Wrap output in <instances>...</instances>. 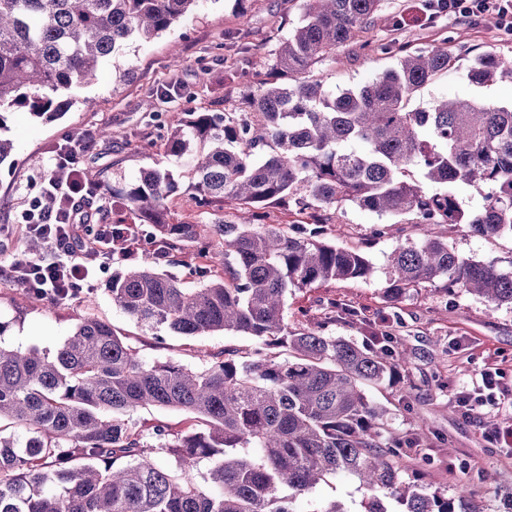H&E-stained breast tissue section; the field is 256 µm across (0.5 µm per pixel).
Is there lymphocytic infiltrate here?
<instances>
[{
  "label": "lymphocytic infiltrate",
  "instance_id": "lymphocytic-infiltrate-1",
  "mask_svg": "<svg viewBox=\"0 0 512 512\" xmlns=\"http://www.w3.org/2000/svg\"><path fill=\"white\" fill-rule=\"evenodd\" d=\"M430 18L448 16L477 21L495 15L502 29L512 33V0H424ZM92 141H68L59 145L55 167H70L72 177L65 182L48 180L39 197L32 199L17 217L25 234L40 238L48 247L46 256L31 259L15 257L0 267V281L41 294L56 301L78 295L90 285L96 272L113 262L129 260L137 250L138 235L132 225H125L121 240H114L112 227L99 225L93 237L83 238L79 225L89 223L90 216L81 204L90 193V182L78 168L76 156L89 151ZM506 370L497 358H489L471 387L452 391L465 419L484 415L488 406L499 405L503 420L485 429V438L499 447H512V400L498 397L497 389Z\"/></svg>",
  "mask_w": 512,
  "mask_h": 512
}]
</instances>
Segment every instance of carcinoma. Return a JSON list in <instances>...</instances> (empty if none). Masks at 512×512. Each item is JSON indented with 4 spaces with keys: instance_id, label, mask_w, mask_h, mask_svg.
<instances>
[{
    "instance_id": "cac0c4a2",
    "label": "carcinoma",
    "mask_w": 512,
    "mask_h": 512,
    "mask_svg": "<svg viewBox=\"0 0 512 512\" xmlns=\"http://www.w3.org/2000/svg\"><path fill=\"white\" fill-rule=\"evenodd\" d=\"M203 0H0V129L6 112L54 118L69 110L72 87L115 68L116 61L190 16ZM381 0H303L256 90L237 112H179L168 125L167 154L183 161L204 226L174 223L168 207L178 181L147 168L112 189L131 223L162 245L150 261L112 276V303L137 323L182 336L234 331L262 345L288 349V359L258 349L233 350L196 371L173 361L145 363L112 327L84 317L53 354L0 346V512H298L297 500L329 475L350 476L361 512H477L462 484L448 497L422 478L400 479L401 460L424 442L412 433L385 437L383 407L371 386L398 383L406 353L390 333L370 327L358 344L328 336L336 320L357 311L328 300L324 318L288 327V292L366 279L365 251L327 240L336 206L351 203L379 216L413 214L422 238L390 256L385 298L395 304L417 288L442 284L490 307L512 305V260L502 267L460 256L436 226L464 225L485 236L512 237V104L474 99L435 101L411 109V98L454 56L443 46L403 49L383 76L341 92L326 87L318 66L358 39ZM468 82L512 80V63L477 55ZM422 180L410 178L411 170ZM460 185L483 192L465 212ZM252 216L241 224L224 203ZM294 205L310 211L303 224H267L264 210ZM217 236L224 275L206 263L188 267L195 288L162 270L176 263L180 242ZM181 410L190 425L156 444L126 419L143 406ZM172 457L159 463L149 451ZM215 459L217 491L193 477L199 458ZM288 494H282L283 488Z\"/></svg>"
}]
</instances>
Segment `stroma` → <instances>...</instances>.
<instances>
[{
	"instance_id": "1",
	"label": "stroma",
	"mask_w": 512,
	"mask_h": 512,
	"mask_svg": "<svg viewBox=\"0 0 512 512\" xmlns=\"http://www.w3.org/2000/svg\"><path fill=\"white\" fill-rule=\"evenodd\" d=\"M302 0H204L195 14L151 42L127 48L126 59L137 69L132 82L115 85L111 72H103L88 85L71 89L74 106L54 119L30 113H9L5 137L12 140L11 158L0 164V260L23 254L27 238L14 228L15 216L38 195L51 173L49 159L65 139L90 137L100 128L111 129L112 138L97 142L81 158L91 186L92 221L108 224L124 212L111 194L99 191L100 182L118 184L135 179L143 169L156 165L178 172L176 157L167 155L164 128L178 112L208 106L237 111L244 91L257 80L277 52L289 28L301 15ZM390 41L411 48L444 45L456 56L454 66L438 75L410 101L426 108L437 98L466 96L481 101L512 102V81L487 86L469 83L467 67L474 56L491 52L512 61V34L485 24L470 25L448 17L428 19L422 0H382L374 24L362 36L336 51L318 71L329 88L343 90L366 84L391 69L395 53H384L380 44ZM336 244L366 247L374 272L369 279L331 282L289 293L286 314L289 326L301 323L302 312L316 311L321 300L333 298L356 308L361 321L337 322L328 335L354 342L365 341L371 324L388 319L389 330L401 346L413 350L408 370L415 383L407 398L391 388L370 390V397L386 411L389 435L402 437L424 420L431 431L428 444L407 461L403 478L421 472L431 489L454 494L461 484L475 491L477 512H500L501 491L512 485V455L485 441L478 423L462 418L449 393L471 384L488 357H498L511 372L504 380L512 387V308H490L478 297L441 287L418 289L389 304L384 298L387 257L406 239H419L414 219L379 217L356 206L339 209ZM388 224L390 231L371 239L374 226ZM448 245L460 255L484 262L507 264L512 260V238H483L458 230L448 235ZM127 263L112 264L100 272L92 291L57 303L32 306L27 292L0 282V345L26 349L32 346L56 351L83 317L109 323L135 347L149 364L171 360L194 370L205 369L213 354L230 349L247 353L259 344L249 336L218 331L202 336L155 333L113 305L108 287L114 274ZM496 474V482L482 481L483 471ZM339 501L358 512L361 494L347 477L329 478L298 499L301 512Z\"/></svg>"
}]
</instances>
